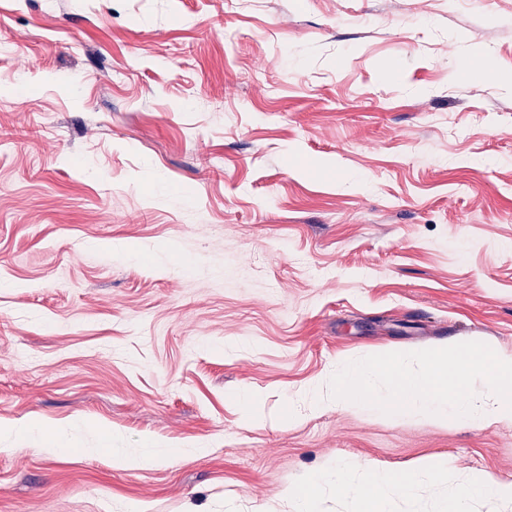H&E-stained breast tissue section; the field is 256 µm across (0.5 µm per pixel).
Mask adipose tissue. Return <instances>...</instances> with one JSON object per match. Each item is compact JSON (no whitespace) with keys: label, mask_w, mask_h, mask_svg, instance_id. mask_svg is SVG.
<instances>
[{"label":"adipose tissue","mask_w":512,"mask_h":512,"mask_svg":"<svg viewBox=\"0 0 512 512\" xmlns=\"http://www.w3.org/2000/svg\"><path fill=\"white\" fill-rule=\"evenodd\" d=\"M449 471L444 461L419 462L399 472L387 470L370 461L349 462L337 469L336 478L341 481L348 479L351 474L359 475L362 512H392L394 495L412 491L421 475L446 474ZM487 494L512 498V481L478 476L454 486L448 492L446 512H469L470 502Z\"/></svg>","instance_id":"1"}]
</instances>
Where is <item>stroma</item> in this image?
<instances>
[{
	"label": "stroma",
	"instance_id": "stroma-1",
	"mask_svg": "<svg viewBox=\"0 0 512 512\" xmlns=\"http://www.w3.org/2000/svg\"><path fill=\"white\" fill-rule=\"evenodd\" d=\"M468 341L512 356V0H0V512H297L312 474L358 512L346 460L512 481V421L307 407ZM151 443L184 454L113 465Z\"/></svg>",
	"mask_w": 512,
	"mask_h": 512
}]
</instances>
